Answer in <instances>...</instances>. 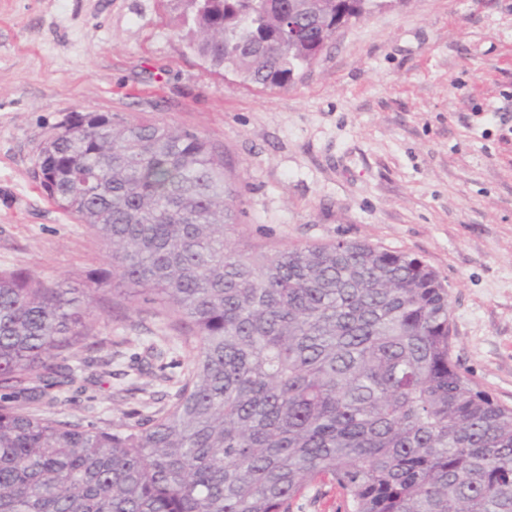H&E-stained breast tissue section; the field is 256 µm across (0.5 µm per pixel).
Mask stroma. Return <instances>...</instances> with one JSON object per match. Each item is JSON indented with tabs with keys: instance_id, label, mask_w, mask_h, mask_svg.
<instances>
[{
	"instance_id": "stroma-1",
	"label": "stroma",
	"mask_w": 512,
	"mask_h": 512,
	"mask_svg": "<svg viewBox=\"0 0 512 512\" xmlns=\"http://www.w3.org/2000/svg\"><path fill=\"white\" fill-rule=\"evenodd\" d=\"M177 0H0V270L93 285L104 249L33 177L74 112L148 117L224 149L244 243L365 241L424 260L452 358L512 407V0H399L343 29L294 85L217 77ZM72 384L38 413L104 427L170 405L190 352L158 318L93 309Z\"/></svg>"
}]
</instances>
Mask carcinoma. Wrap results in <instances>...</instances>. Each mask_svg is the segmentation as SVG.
I'll use <instances>...</instances> for the list:
<instances>
[{
    "label": "carcinoma",
    "mask_w": 512,
    "mask_h": 512,
    "mask_svg": "<svg viewBox=\"0 0 512 512\" xmlns=\"http://www.w3.org/2000/svg\"><path fill=\"white\" fill-rule=\"evenodd\" d=\"M184 2L206 68L269 91L389 6ZM34 179L108 268L94 288L0 271V512H294L326 484L344 512H512V408L453 361L449 291L422 259L345 240L239 250L224 151L157 121L69 115ZM107 286L183 333L175 400L119 428L26 410L73 382L54 359ZM33 377L44 389L18 388Z\"/></svg>",
    "instance_id": "obj_1"
}]
</instances>
